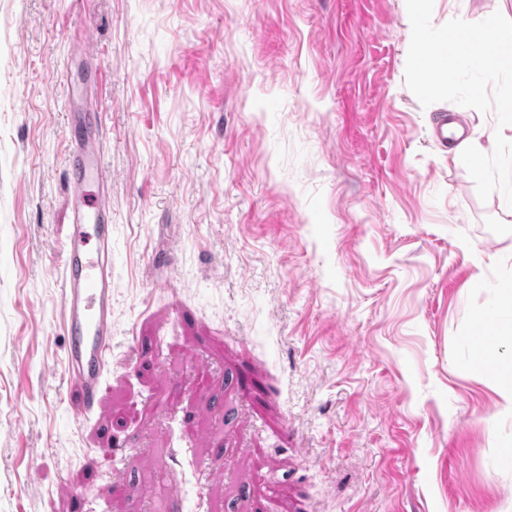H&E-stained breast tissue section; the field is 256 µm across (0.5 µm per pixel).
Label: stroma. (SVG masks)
Instances as JSON below:
<instances>
[{"mask_svg":"<svg viewBox=\"0 0 512 512\" xmlns=\"http://www.w3.org/2000/svg\"><path fill=\"white\" fill-rule=\"evenodd\" d=\"M512 0H432L438 36ZM402 0H0V512H512L475 363L512 214L434 141L508 78L417 69ZM112 182L98 410L67 380L68 100Z\"/></svg>","mask_w":512,"mask_h":512,"instance_id":"1","label":"stroma"}]
</instances>
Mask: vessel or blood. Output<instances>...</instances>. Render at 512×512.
Instances as JSON below:
<instances>
[{
    "label": "vessel or blood",
    "mask_w": 512,
    "mask_h": 512,
    "mask_svg": "<svg viewBox=\"0 0 512 512\" xmlns=\"http://www.w3.org/2000/svg\"><path fill=\"white\" fill-rule=\"evenodd\" d=\"M98 114L83 115L71 140L68 184L72 214L69 246L60 272L67 334L65 371L80 392L77 417L96 406L112 342V184L101 163Z\"/></svg>",
    "instance_id": "obj_1"
}]
</instances>
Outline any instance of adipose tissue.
<instances>
[{
  "label": "adipose tissue",
  "mask_w": 512,
  "mask_h": 512,
  "mask_svg": "<svg viewBox=\"0 0 512 512\" xmlns=\"http://www.w3.org/2000/svg\"><path fill=\"white\" fill-rule=\"evenodd\" d=\"M405 19L413 31L414 39L420 47L416 59L418 67L424 68L433 64L439 65L444 82H451L459 69L468 67L479 58L487 60L492 73H499L504 68L512 69V42L499 35V22L489 17L485 26L494 28V38L487 42L475 41L469 20L461 18L437 40H430L420 25L422 16L427 11L430 0H404Z\"/></svg>",
  "instance_id": "obj_1"
}]
</instances>
